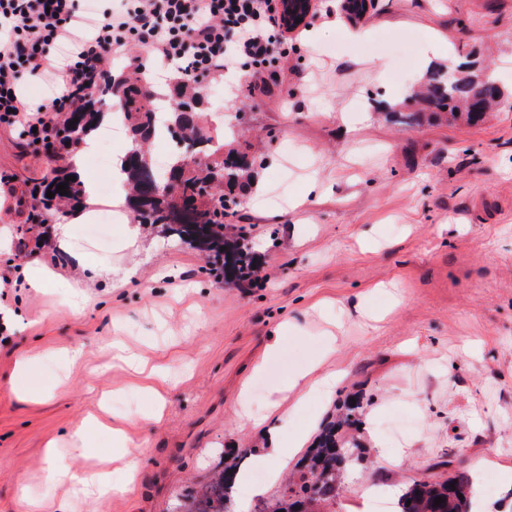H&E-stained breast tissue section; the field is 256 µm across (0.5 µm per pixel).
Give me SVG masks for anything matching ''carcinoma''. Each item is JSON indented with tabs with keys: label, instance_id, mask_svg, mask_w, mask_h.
Wrapping results in <instances>:
<instances>
[{
	"label": "carcinoma",
	"instance_id": "1",
	"mask_svg": "<svg viewBox=\"0 0 512 512\" xmlns=\"http://www.w3.org/2000/svg\"><path fill=\"white\" fill-rule=\"evenodd\" d=\"M138 75L137 69L106 73L96 94L86 100L78 113L67 114L60 123L57 136L64 142L80 143L100 123L103 112L95 108L97 98H110L119 105L117 112L122 121L131 126V147L138 148L140 155L138 161L124 157L121 171L129 185L130 205L142 224L168 223L166 200L143 201L149 188V172L155 170L152 161L146 157L145 141L160 129L175 142L193 141V165L179 167L180 157H175L162 172L163 181L175 179L181 182L183 195L192 205L197 220L209 225L210 232L193 237L184 227L172 225L170 232L208 253L213 260V270L223 274L224 278L239 281L250 276L253 268L251 248L242 238L224 235V220L236 216L239 204L235 190L248 189L250 164L246 156L231 154L226 157L224 143L204 136L199 126L198 97L186 96L179 86L173 89L169 111L159 116L154 92L140 83ZM418 97L424 108L405 115L410 123L443 115L455 120L462 113L473 121V104L480 101L487 111L500 104L502 92L495 83L481 84L469 77L453 83L448 79V72L440 68L427 75ZM66 176L68 172L59 169L50 181L33 189L35 204L31 206L27 221L33 222L39 215L58 209L62 201L78 208L84 191L80 181L68 182V194L56 193L57 185L65 182ZM49 191L54 197H47ZM223 246L226 247L224 251L221 250ZM359 409L358 400L341 406L338 418L324 426L315 446L299 463L294 480L287 484L285 497L266 505L260 512H323L325 505L336 500L342 490V471L349 466L346 457L353 456L357 462L365 458V450L341 434L344 429L359 428ZM237 471L235 461L225 463L224 469L215 473L206 484L186 494L182 512H226ZM470 485L469 478L455 473L441 481H418L402 495L399 512H473ZM437 497L444 498V503L435 505Z\"/></svg>",
	"mask_w": 512,
	"mask_h": 512
}]
</instances>
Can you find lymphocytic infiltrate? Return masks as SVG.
Listing matches in <instances>:
<instances>
[{"instance_id":"f902f5d3","label":"lymphocytic infiltrate","mask_w":512,"mask_h":512,"mask_svg":"<svg viewBox=\"0 0 512 512\" xmlns=\"http://www.w3.org/2000/svg\"><path fill=\"white\" fill-rule=\"evenodd\" d=\"M280 2L121 0L120 9L100 17L76 0H0V124L30 145L51 143L56 117L23 100L24 76L41 75L64 90L72 112L94 92L108 60L136 42L194 85L238 65L262 79L275 57L287 54Z\"/></svg>"}]
</instances>
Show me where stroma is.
<instances>
[{
	"label": "stroma",
	"instance_id": "1",
	"mask_svg": "<svg viewBox=\"0 0 512 512\" xmlns=\"http://www.w3.org/2000/svg\"><path fill=\"white\" fill-rule=\"evenodd\" d=\"M340 3L322 0L295 31L267 95H230L236 73L203 87L211 131L253 164L226 227L254 253L242 284L209 274L160 224L141 225L133 244L120 224L42 238L25 217L56 163L0 126V305L21 312L0 340V512H36L59 461L96 464L73 434L102 391L116 414L142 406L118 339L163 370L164 416L123 425L147 450L131 491L92 501L75 490L66 512H177L228 452L265 472L267 409L314 363L338 374L336 392L309 399L289 430L318 433L348 394L364 395L367 459L344 472L334 512H370L371 492L397 499L444 460L466 474L491 462V512H512V0H378L356 22ZM445 67L492 73L503 103L472 126L389 115L411 112L413 88ZM72 250L126 273L123 287L88 280ZM34 265L55 274L52 287L21 282ZM77 346L72 366L63 354ZM22 356L60 386L25 397ZM244 411L260 423L241 424Z\"/></svg>",
	"mask_w": 512,
	"mask_h": 512
}]
</instances>
